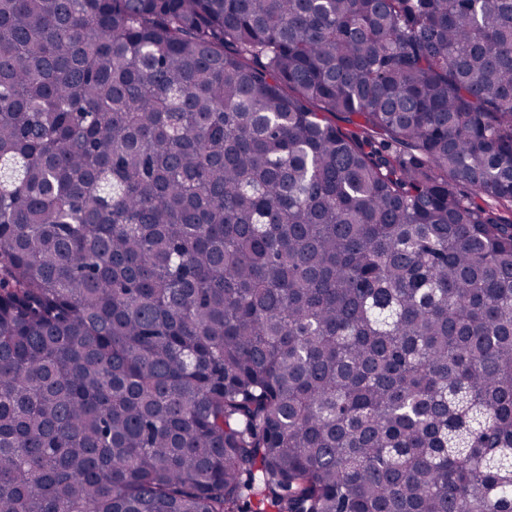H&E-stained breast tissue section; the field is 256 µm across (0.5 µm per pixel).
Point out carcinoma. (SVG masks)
Instances as JSON below:
<instances>
[{
	"mask_svg": "<svg viewBox=\"0 0 512 512\" xmlns=\"http://www.w3.org/2000/svg\"><path fill=\"white\" fill-rule=\"evenodd\" d=\"M0 512H512V0H0Z\"/></svg>",
	"mask_w": 512,
	"mask_h": 512,
	"instance_id": "1",
	"label": "carcinoma"
}]
</instances>
